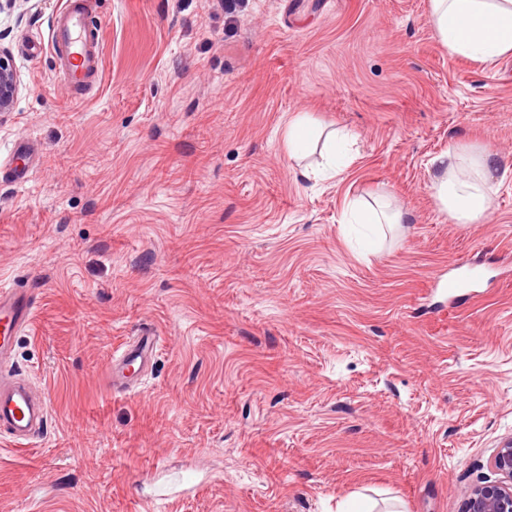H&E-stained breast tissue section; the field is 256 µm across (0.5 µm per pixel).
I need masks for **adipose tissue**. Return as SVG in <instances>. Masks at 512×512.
<instances>
[{"label": "adipose tissue", "mask_w": 512, "mask_h": 512, "mask_svg": "<svg viewBox=\"0 0 512 512\" xmlns=\"http://www.w3.org/2000/svg\"><path fill=\"white\" fill-rule=\"evenodd\" d=\"M430 22L450 53L483 63L512 54V0H431ZM337 151L343 134L323 131L302 115L288 127V153L301 157L317 137ZM498 164L489 149L460 145L431 160L430 188L440 209L457 224L488 217L494 187L491 171Z\"/></svg>", "instance_id": "adipose-tissue-1"}]
</instances>
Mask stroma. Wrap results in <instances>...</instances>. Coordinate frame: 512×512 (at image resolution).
Returning a JSON list of instances; mask_svg holds the SVG:
<instances>
[{
    "label": "stroma",
    "instance_id": "35a3bbf8",
    "mask_svg": "<svg viewBox=\"0 0 512 512\" xmlns=\"http://www.w3.org/2000/svg\"><path fill=\"white\" fill-rule=\"evenodd\" d=\"M97 2L104 69L76 104L28 49L59 0H0V282L36 293L0 376L50 404L0 448V512H460L512 437V173L456 224L429 162L512 165V56L450 54L429 0ZM303 114L354 136L336 177L319 147L289 158ZM381 197L409 221L370 246L347 205ZM475 261L482 296L435 293ZM148 329L155 360L114 391ZM17 92L15 75L10 68L9 58L0 50V112L9 109ZM117 356L109 371V380L113 388H122L129 384L126 369L129 366L138 365V368L151 359L153 345L149 336H142L137 341L123 343L117 349Z\"/></svg>",
    "mask_w": 512,
    "mask_h": 512
}]
</instances>
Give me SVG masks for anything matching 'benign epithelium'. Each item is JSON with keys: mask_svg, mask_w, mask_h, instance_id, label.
I'll return each mask as SVG.
<instances>
[{"mask_svg": "<svg viewBox=\"0 0 512 512\" xmlns=\"http://www.w3.org/2000/svg\"><path fill=\"white\" fill-rule=\"evenodd\" d=\"M16 92L17 82L9 58L0 50V112L9 109ZM489 467L495 479L468 488L461 512H512V438L495 449Z\"/></svg>", "mask_w": 512, "mask_h": 512, "instance_id": "benign-epithelium-1", "label": "benign epithelium"}]
</instances>
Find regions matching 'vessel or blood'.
<instances>
[{
    "label": "vessel or blood",
    "mask_w": 512,
    "mask_h": 512,
    "mask_svg": "<svg viewBox=\"0 0 512 512\" xmlns=\"http://www.w3.org/2000/svg\"><path fill=\"white\" fill-rule=\"evenodd\" d=\"M93 6L94 0H62L47 40L67 87L82 96L92 92L104 65L102 31L88 21ZM32 307L29 291L0 288V357L11 353L19 330L30 319ZM152 353L150 338L123 343L110 367L112 387L127 386V368L147 364ZM49 414L46 397L22 383L0 382L1 435L18 444L31 441L46 431Z\"/></svg>",
    "instance_id": "obj_1"
}]
</instances>
